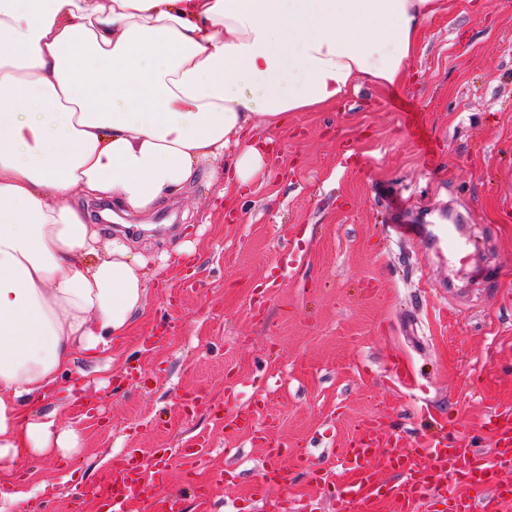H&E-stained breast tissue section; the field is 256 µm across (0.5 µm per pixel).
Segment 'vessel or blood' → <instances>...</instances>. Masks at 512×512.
I'll return each instance as SVG.
<instances>
[{"label":"vessel or blood","mask_w":512,"mask_h":512,"mask_svg":"<svg viewBox=\"0 0 512 512\" xmlns=\"http://www.w3.org/2000/svg\"><path fill=\"white\" fill-rule=\"evenodd\" d=\"M486 426L493 436L494 451L489 455L450 444L444 432L429 434L420 447L411 448L399 435L373 424L336 454L346 475L338 502L353 504L356 512H375L376 502L386 499L394 512H422L432 498L445 504L448 512H496L498 506L512 502V483L498 479L502 468L512 465V413L491 415ZM270 455L274 463L264 467L253 489L256 497H263L269 483L288 486L295 469H305L317 484L334 479L326 469L309 466L304 449L284 454L274 445ZM383 471L391 474V481L378 482ZM105 487V512H124L130 495L154 499L156 484L142 465L131 461L113 469Z\"/></svg>","instance_id":"vessel-or-blood-1"}]
</instances>
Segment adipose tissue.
<instances>
[{"label": "adipose tissue", "mask_w": 512, "mask_h": 512, "mask_svg": "<svg viewBox=\"0 0 512 512\" xmlns=\"http://www.w3.org/2000/svg\"><path fill=\"white\" fill-rule=\"evenodd\" d=\"M442 0H0V484L78 435L34 411L112 358L166 272L87 203L268 181L258 130L403 81Z\"/></svg>", "instance_id": "adipose-tissue-1"}]
</instances>
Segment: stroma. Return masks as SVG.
Returning <instances> with one entry per match:
<instances>
[{
  "label": "stroma",
  "mask_w": 512,
  "mask_h": 512,
  "mask_svg": "<svg viewBox=\"0 0 512 512\" xmlns=\"http://www.w3.org/2000/svg\"><path fill=\"white\" fill-rule=\"evenodd\" d=\"M271 136V176L234 213L200 184L105 226L168 272L111 372L77 358L40 405L79 453L19 463L27 499L0 512H99L83 489L130 453L181 512H261L266 437L332 470L376 422L415 448L437 425L466 439L512 412V0H450L402 85H362ZM451 219L479 238V264L432 250ZM238 412L247 427L226 430ZM202 439L209 455L180 458ZM265 493L339 507L301 471Z\"/></svg>",
  "instance_id": "obj_1"
}]
</instances>
